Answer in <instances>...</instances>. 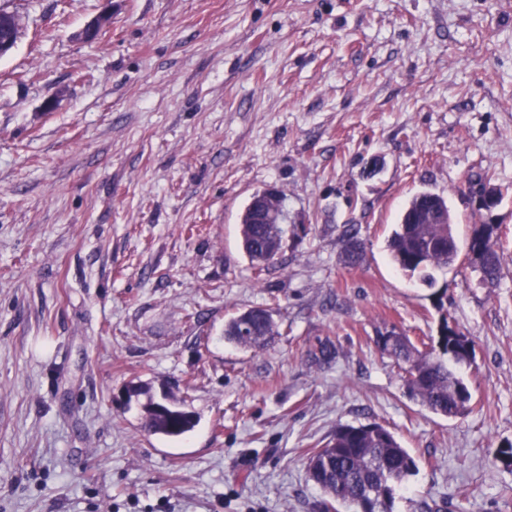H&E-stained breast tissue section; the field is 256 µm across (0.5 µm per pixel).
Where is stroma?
Segmentation results:
<instances>
[{"instance_id": "1", "label": "stroma", "mask_w": 512, "mask_h": 512, "mask_svg": "<svg viewBox=\"0 0 512 512\" xmlns=\"http://www.w3.org/2000/svg\"><path fill=\"white\" fill-rule=\"evenodd\" d=\"M0 512H320L309 449L379 423L418 461L394 512H512V0H0ZM111 22L92 41L82 29ZM500 189L478 213L473 184ZM275 188L262 276L239 217ZM459 241L494 225L498 287L467 252L438 295L391 263L410 198ZM365 244L344 260L346 225ZM275 311L262 350L224 340ZM473 344L474 409L407 393L378 338ZM336 363L305 353L323 339ZM145 394L125 400L126 386ZM196 425L144 428L147 399ZM265 191H259L252 195L241 214L239 224L242 251L251 261L258 277L276 261L279 255L282 226L272 222L275 213L280 216L282 221L286 219L284 201L280 196L269 200V205L275 213L265 208L258 215L256 223L252 224L260 201L264 199ZM277 334L272 311L262 307L241 311L224 324V340L246 349H262Z\"/></svg>"}]
</instances>
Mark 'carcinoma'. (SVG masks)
<instances>
[{
  "instance_id": "cac0c4a2",
  "label": "carcinoma",
  "mask_w": 512,
  "mask_h": 512,
  "mask_svg": "<svg viewBox=\"0 0 512 512\" xmlns=\"http://www.w3.org/2000/svg\"><path fill=\"white\" fill-rule=\"evenodd\" d=\"M262 199L264 192L253 194L240 217L241 248L258 277L276 261L282 238L281 225L254 223ZM451 221L443 196L431 191L412 196L387 240L391 262L405 274L419 277L427 287H435L434 272L448 268L458 252ZM493 233L494 225L476 224L468 244L478 249L472 264L487 288L496 287L501 277L499 243ZM344 237L348 262H358L363 247L353 227L344 230ZM438 310L442 327L437 346L421 351L409 337L393 329L379 336V346L402 365L413 398L435 414L456 418L470 412L472 395L448 367V360L455 364L470 361L473 344L468 337L448 331L444 304H439ZM277 334L272 311L262 307L241 311L224 324V339L246 349H261ZM337 357L338 350L328 339L307 351L310 363L319 367L331 365ZM145 413V429L153 434L177 437L194 426L178 410L156 411L151 401ZM417 470L416 459L389 430L376 423L338 426L323 447L310 449L307 458L308 479L324 495L321 505L341 506L349 512H359L358 502L369 494L375 495L377 512H393L394 490Z\"/></svg>"
}]
</instances>
